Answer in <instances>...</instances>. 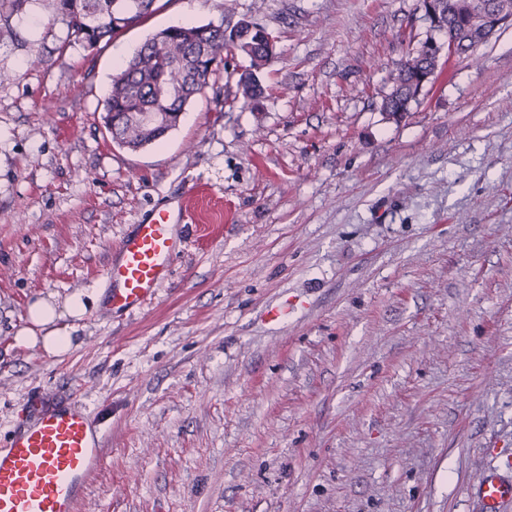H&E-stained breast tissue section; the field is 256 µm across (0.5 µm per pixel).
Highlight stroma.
I'll list each match as a JSON object with an SVG mask.
<instances>
[{"label": "stroma", "instance_id": "stroma-1", "mask_svg": "<svg viewBox=\"0 0 512 512\" xmlns=\"http://www.w3.org/2000/svg\"><path fill=\"white\" fill-rule=\"evenodd\" d=\"M419 0H156L95 49L53 0L0 35V439L32 399L78 403L106 463L78 512H481L512 479V27L440 55L381 112L424 39ZM277 37L244 101L225 53L138 151L105 128L120 67L171 25ZM169 281L106 291L129 225L178 208ZM51 303L50 327L29 308ZM70 337L46 352L21 330ZM434 62L427 41H419L416 47H412L401 58L392 91L385 96L381 104L382 112L395 117L406 111L408 99L424 79L427 82L432 76ZM478 494L483 503V512H499L501 503L512 501V480L489 474L480 483Z\"/></svg>", "mask_w": 512, "mask_h": 512}]
</instances>
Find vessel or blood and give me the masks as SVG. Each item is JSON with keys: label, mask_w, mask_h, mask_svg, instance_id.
Listing matches in <instances>:
<instances>
[{"label": "vessel or blood", "mask_w": 512, "mask_h": 512, "mask_svg": "<svg viewBox=\"0 0 512 512\" xmlns=\"http://www.w3.org/2000/svg\"><path fill=\"white\" fill-rule=\"evenodd\" d=\"M175 216L160 209L134 225L104 271L108 307L135 312L168 278L178 250ZM34 418L0 445V512H76L104 450L82 406L34 404ZM483 512L512 501V480L490 474L478 487Z\"/></svg>", "instance_id": "1"}]
</instances>
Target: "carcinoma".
<instances>
[{
    "mask_svg": "<svg viewBox=\"0 0 512 512\" xmlns=\"http://www.w3.org/2000/svg\"><path fill=\"white\" fill-rule=\"evenodd\" d=\"M155 0H56L58 18L66 26V40L85 44L102 41L126 27V21H139L151 13ZM28 0H0V21L25 8ZM424 12L438 14L440 26L451 28L467 39L458 43V53L478 46L472 41L474 24L471 17L453 10L452 0H421ZM164 37L156 43H145L127 61L112 80L106 102L107 129L112 140L136 147L138 141L153 142L148 130L139 128L135 119L142 112H163L177 120L178 113L195 96L194 77L208 70L231 48L250 59L252 71L240 76L239 84L250 99L256 100L264 88L254 71L265 67L275 54L260 30L241 27L226 34L224 25L198 27L171 26L162 30ZM433 55L427 41L418 42L401 58L392 91L385 96L381 110L395 117L406 111L408 99L422 80L433 73Z\"/></svg>",
    "mask_w": 512,
    "mask_h": 512,
    "instance_id": "1",
    "label": "carcinoma"
}]
</instances>
